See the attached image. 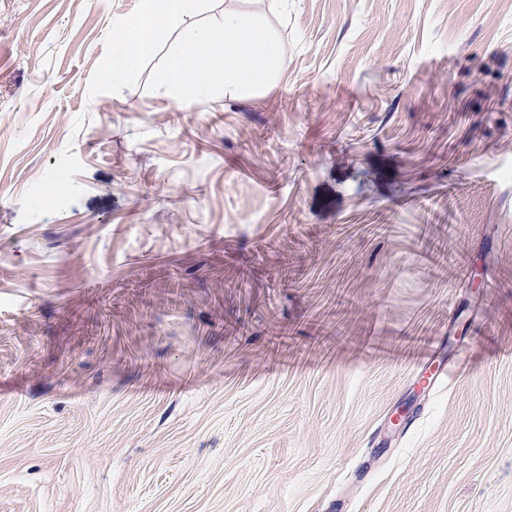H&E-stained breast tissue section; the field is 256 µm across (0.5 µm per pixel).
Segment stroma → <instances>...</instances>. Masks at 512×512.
<instances>
[{"mask_svg": "<svg viewBox=\"0 0 512 512\" xmlns=\"http://www.w3.org/2000/svg\"><path fill=\"white\" fill-rule=\"evenodd\" d=\"M137 2L0 0V512H512V0L89 97Z\"/></svg>", "mask_w": 512, "mask_h": 512, "instance_id": "obj_1", "label": "stroma"}]
</instances>
